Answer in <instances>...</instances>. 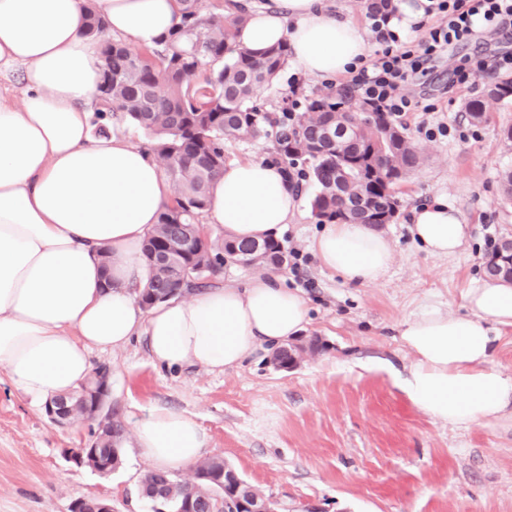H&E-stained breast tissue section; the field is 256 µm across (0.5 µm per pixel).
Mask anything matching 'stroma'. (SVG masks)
Segmentation results:
<instances>
[{
  "mask_svg": "<svg viewBox=\"0 0 512 512\" xmlns=\"http://www.w3.org/2000/svg\"><path fill=\"white\" fill-rule=\"evenodd\" d=\"M510 50L512 34L484 32L406 87L413 109L400 123L425 160L398 189L397 220L381 227L394 259L380 281L347 283L321 265L312 248L322 230L309 207L314 189L303 183L304 207L278 235L291 252L278 275L310 307L304 336L318 339L315 356L288 372L265 355L225 371L175 369L155 365L139 337L91 355L93 366L111 372L102 416L128 437L155 407L193 416L206 433V455L222 457L282 512H512V418L454 428L418 411L397 384L411 363L397 336L401 321L425 303L463 312L490 240L512 236L501 184L512 169V141L502 134L512 126V99L486 100L479 123L463 110L501 77L496 56ZM469 55L486 67L461 85L453 68ZM350 85V74L320 80L291 64L256 101L277 113L292 90L312 96ZM441 123L449 134L427 137ZM439 195L470 227L448 259L428 254L409 232L410 211ZM97 428L94 420L53 424L0 370V512H70L82 497L107 499L115 512H152L138 492L149 466L136 449H123L106 476L71 460Z\"/></svg>",
  "mask_w": 512,
  "mask_h": 512,
  "instance_id": "1",
  "label": "stroma"
}]
</instances>
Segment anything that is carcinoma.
<instances>
[{
	"label": "carcinoma",
	"mask_w": 512,
	"mask_h": 512,
	"mask_svg": "<svg viewBox=\"0 0 512 512\" xmlns=\"http://www.w3.org/2000/svg\"><path fill=\"white\" fill-rule=\"evenodd\" d=\"M200 0H180L178 28L143 53H133L107 36V21L89 13L87 34L99 41L101 58L110 72L108 90L97 95L101 111L130 122L153 138V151L163 161L175 195L148 234L143 260L149 282L140 304L151 307L156 291L182 295L198 290L217 276L225 263H235L244 253L243 242L206 236L194 240L207 205L212 178L224 167V140L267 139L285 164L297 168L316 187L311 211L317 223L390 224L398 214L396 188L424 160L422 149L383 112H369L354 124L352 143L324 136L325 125L354 119L353 96L341 89L305 96L301 108L282 109V118L266 112L254 101L257 90L270 85L290 58L288 44L264 51L238 47L234 32L254 8L253 0H236L230 12L204 13ZM487 97H512V76L489 86ZM347 166L350 192L376 201L375 212L357 219L336 196V166ZM264 248L249 254V265L279 269L291 253L276 238L262 240ZM177 248L176 260L189 269L182 281L161 275L154 253L161 247ZM224 480V461L208 457L196 463L190 478H171L164 491L166 512H183L191 505L197 512H224V497H215Z\"/></svg>",
	"instance_id": "cac0c4a2"
}]
</instances>
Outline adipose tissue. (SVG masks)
Masks as SVG:
<instances>
[{
  "label": "adipose tissue",
  "instance_id": "adipose-tissue-1",
  "mask_svg": "<svg viewBox=\"0 0 512 512\" xmlns=\"http://www.w3.org/2000/svg\"><path fill=\"white\" fill-rule=\"evenodd\" d=\"M235 33L261 50L287 42L307 75L345 73L366 52V32L327 0H280ZM113 37L150 46L179 21L177 0H0V77L19 72L26 92L0 94V370L37 406L69 395L91 374L93 350L147 340L166 367L230 369L301 336L308 306L276 275L207 288L143 309V242L173 195L162 166L126 138L92 132L85 108L101 80L86 11ZM286 174L263 160L226 163L204 212L226 237L277 235L299 212ZM410 231L430 254L456 256L469 226L446 197L412 209ZM313 249L344 280L379 281L390 240L358 223L325 225ZM466 314L422 306L398 327L412 361L404 391L417 410L461 428L512 407V376L493 368L495 334L512 327V282L485 276ZM134 444L155 470L200 461L206 434L187 414L156 408L136 420Z\"/></svg>",
  "mask_w": 512,
  "mask_h": 512
}]
</instances>
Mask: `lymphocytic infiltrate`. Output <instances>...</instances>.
Returning <instances> with one entry per match:
<instances>
[{
  "instance_id": "obj_1",
  "label": "lymphocytic infiltrate",
  "mask_w": 512,
  "mask_h": 512,
  "mask_svg": "<svg viewBox=\"0 0 512 512\" xmlns=\"http://www.w3.org/2000/svg\"><path fill=\"white\" fill-rule=\"evenodd\" d=\"M424 13L436 16L437 25L407 42L392 27L395 10L373 13V28L384 48L356 68L352 81L362 101L375 111L396 117L410 111L412 101L403 88L423 64L450 46L471 41L480 29H512V0H427Z\"/></svg>"
}]
</instances>
